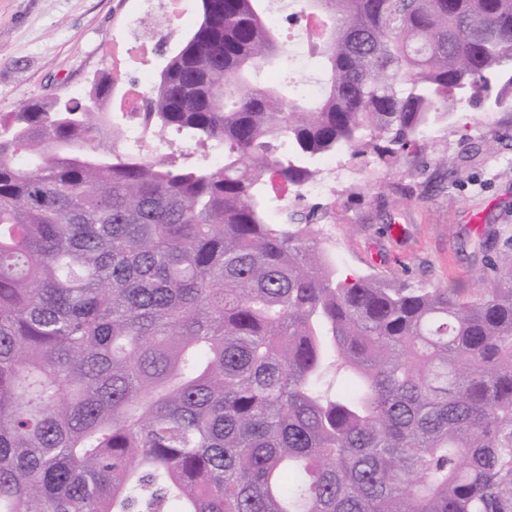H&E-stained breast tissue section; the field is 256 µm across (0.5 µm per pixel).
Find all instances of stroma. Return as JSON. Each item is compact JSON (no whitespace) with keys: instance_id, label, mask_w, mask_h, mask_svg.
I'll return each instance as SVG.
<instances>
[{"instance_id":"stroma-1","label":"stroma","mask_w":512,"mask_h":512,"mask_svg":"<svg viewBox=\"0 0 512 512\" xmlns=\"http://www.w3.org/2000/svg\"><path fill=\"white\" fill-rule=\"evenodd\" d=\"M133 0H0V116L30 98L87 102L94 80L113 82L116 111L140 70L160 73L175 43L112 58L131 38ZM447 156V169L437 160ZM323 173L325 245L347 274L375 272L478 295L493 287L487 260L512 264V110L454 101L398 163L336 157Z\"/></svg>"}]
</instances>
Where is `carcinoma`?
I'll use <instances>...</instances> for the list:
<instances>
[{
	"label": "carcinoma",
	"instance_id": "1",
	"mask_svg": "<svg viewBox=\"0 0 512 512\" xmlns=\"http://www.w3.org/2000/svg\"><path fill=\"white\" fill-rule=\"evenodd\" d=\"M201 2L143 111L103 77L0 116V512H512V265L476 298L345 276L266 189L484 98L512 0H325L314 107L254 78L289 66L270 0Z\"/></svg>",
	"mask_w": 512,
	"mask_h": 512
}]
</instances>
